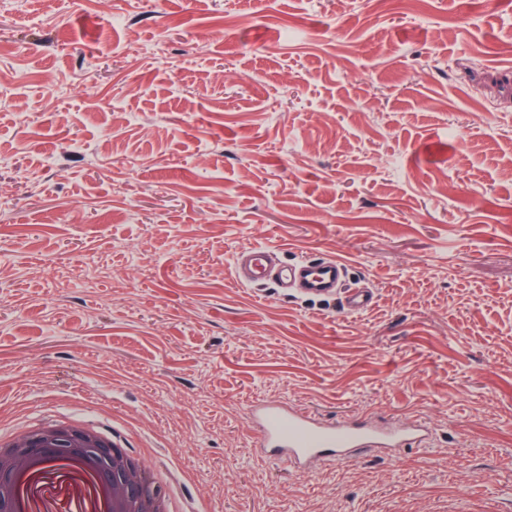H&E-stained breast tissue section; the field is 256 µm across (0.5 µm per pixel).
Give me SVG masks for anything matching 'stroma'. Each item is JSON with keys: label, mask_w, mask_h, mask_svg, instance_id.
<instances>
[{"label": "stroma", "mask_w": 512, "mask_h": 512, "mask_svg": "<svg viewBox=\"0 0 512 512\" xmlns=\"http://www.w3.org/2000/svg\"><path fill=\"white\" fill-rule=\"evenodd\" d=\"M256 400L436 439L299 473ZM75 420L174 512H512V0H0V433ZM347 272V265L340 258L284 263L263 246L239 251L233 267L234 277L241 285H272L287 294L291 291L309 299L336 300L343 312L359 314L369 306L372 295L355 288L343 298L337 297Z\"/></svg>", "instance_id": "obj_1"}]
</instances>
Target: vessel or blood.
Wrapping results in <instances>:
<instances>
[{"instance_id": "vessel-or-blood-1", "label": "vessel or blood", "mask_w": 512, "mask_h": 512, "mask_svg": "<svg viewBox=\"0 0 512 512\" xmlns=\"http://www.w3.org/2000/svg\"><path fill=\"white\" fill-rule=\"evenodd\" d=\"M347 272L346 263L335 257L286 263L263 246L239 251L233 267L234 277L242 285H271L309 299H335L343 312L358 314L372 297L360 288L342 291ZM252 419L256 445L266 457L302 472L308 471L313 460H353L367 448L379 449L392 459L401 449L426 446L432 437L428 425L421 421L384 431L367 419L328 423L308 410L264 400L253 403Z\"/></svg>"}]
</instances>
